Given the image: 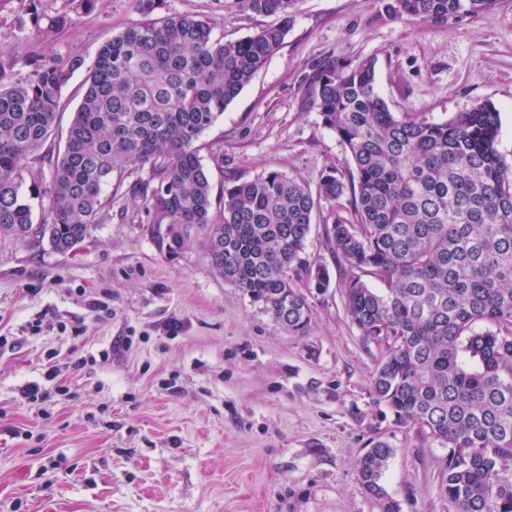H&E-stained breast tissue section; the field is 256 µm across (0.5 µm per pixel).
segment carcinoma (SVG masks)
<instances>
[{
  "label": "carcinoma",
  "instance_id": "obj_1",
  "mask_svg": "<svg viewBox=\"0 0 512 512\" xmlns=\"http://www.w3.org/2000/svg\"><path fill=\"white\" fill-rule=\"evenodd\" d=\"M71 2L53 16L33 8L34 25L46 34L73 26L98 0ZM161 2L135 0L144 20L100 47L65 148L49 158L37 224L22 173L55 135L63 89L83 61L35 58L21 80L0 62V244L47 239L69 250L103 220L112 177L121 184L134 173V201L159 246L177 254L199 242L217 274L303 336L310 307L289 272L327 288L326 269L312 272L304 258L314 212L327 203V245L352 270L347 312L382 350L370 380L376 402L446 449L440 480L451 512H512V165L497 148L496 107L440 123L397 115L376 87L374 61L329 63L313 105L348 150V175L331 168L314 190L278 171L233 178L215 209L197 142L283 45L299 0H240L273 21L227 41L196 16L153 17ZM493 3L388 0L386 11L444 23ZM480 322L494 329L475 330ZM391 454L378 441L357 463L379 512H399L382 483Z\"/></svg>",
  "mask_w": 512,
  "mask_h": 512
}]
</instances>
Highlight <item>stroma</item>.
<instances>
[{"label": "stroma", "instance_id": "stroma-1", "mask_svg": "<svg viewBox=\"0 0 512 512\" xmlns=\"http://www.w3.org/2000/svg\"><path fill=\"white\" fill-rule=\"evenodd\" d=\"M385 2L299 0L282 47L199 139L214 199L234 176L279 171L313 187L329 168L347 170L312 104L328 61L374 60L391 111L431 122L492 102L498 150L512 163V0L445 23L388 17ZM31 9L0 0V56L17 75L34 55L84 61L63 90L59 149L100 46L142 16L133 0H98L45 41ZM160 13L199 16L227 39L266 22L240 0H164ZM329 213L315 212L306 246L328 288L292 274L312 311L303 336L218 275L201 245L160 250L121 192L68 251L0 246V336L16 342L0 351V512H378L356 471L377 440L392 450L383 483L400 512H449L445 449L370 393L380 350L346 310L350 268L326 244ZM103 351L108 361L79 372L71 398H21L48 364Z\"/></svg>", "mask_w": 512, "mask_h": 512}]
</instances>
